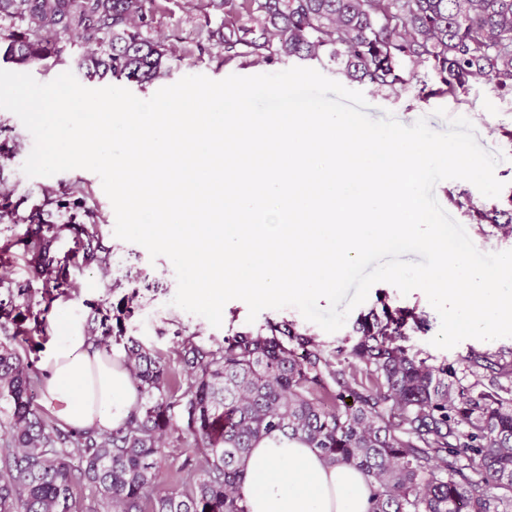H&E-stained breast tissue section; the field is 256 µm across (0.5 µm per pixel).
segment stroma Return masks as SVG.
Here are the masks:
<instances>
[{
  "label": "stroma",
  "mask_w": 512,
  "mask_h": 512,
  "mask_svg": "<svg viewBox=\"0 0 512 512\" xmlns=\"http://www.w3.org/2000/svg\"><path fill=\"white\" fill-rule=\"evenodd\" d=\"M223 20V14L212 10L210 0H161V9L148 32L149 37L165 40L179 48H190L191 54L187 57H173L167 74L155 83L142 87L131 82L127 85L128 90L137 98L146 100L160 88L172 85L187 75L202 74L213 80H221L232 74L253 76L262 71H282L283 65L279 62L263 68L238 61L225 63L222 45L214 42L199 43L197 34L201 28H217ZM365 99L372 118H381L388 111L404 125L413 124L424 116L432 129L443 131L447 128L448 118H468L474 126L479 144L485 150L501 156L495 168L496 178L504 184L501 198L512 195V139L507 136L508 131L512 130V96H499L491 90L489 84L482 83L463 104L448 97L422 101L413 89L396 98L369 93ZM439 108L446 110V117L436 116L435 111ZM1 142H16L21 146L14 156H0V184L12 189L15 197L26 199L31 205L39 204L46 192L58 189L60 183L80 182L90 191L100 221L109 234L107 243L112 248V255L108 271L103 273L94 267L77 270L76 277L81 284H94L93 293L72 295L54 301L48 315L50 322L60 321L66 313L72 312L82 315L87 325L98 326L103 310L117 304L124 294L125 286L132 285L138 290L135 300L137 308L134 317L126 324L127 334L151 350L170 353L178 341L176 331L180 328L190 333H198L205 340H220L230 332L247 327L248 306L239 299L226 303L222 325L218 328L211 326L203 317L173 305L177 280L171 261L164 256L150 258L143 246L113 237L114 209L97 174L85 169H73L50 177L26 176L22 166L33 148L34 140L19 118L4 109H0ZM462 191L469 192L476 205L481 206L488 202L487 197L465 180H445L439 182L434 189L440 205L466 229L479 251L489 253L512 250V238L483 234L479 225L473 224L467 215L450 205L449 193ZM387 306L413 309L425 319L426 330L412 333L410 343L436 361L451 362L472 349L490 354L512 350V337L492 341L466 339L449 350L434 347L431 340L440 329V317L424 292L415 290L404 295L395 286L385 282L373 285L366 301L353 309L345 325L333 333L325 332L317 324L305 320L299 310L293 307L263 310L256 321L261 324L269 319H287L314 335L327 349H340L354 343V329L361 319L381 314Z\"/></svg>",
  "instance_id": "35a3bbf8"
}]
</instances>
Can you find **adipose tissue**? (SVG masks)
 I'll use <instances>...</instances> for the list:
<instances>
[{
    "instance_id": "adipose-tissue-1",
    "label": "adipose tissue",
    "mask_w": 512,
    "mask_h": 512,
    "mask_svg": "<svg viewBox=\"0 0 512 512\" xmlns=\"http://www.w3.org/2000/svg\"><path fill=\"white\" fill-rule=\"evenodd\" d=\"M38 361L41 406L62 427L109 431L137 407L124 353L86 336L82 318L67 314ZM249 512H368L369 487L356 469L325 465L303 442L279 433L263 437L246 462Z\"/></svg>"
}]
</instances>
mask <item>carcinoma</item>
<instances>
[{
  "mask_svg": "<svg viewBox=\"0 0 512 512\" xmlns=\"http://www.w3.org/2000/svg\"><path fill=\"white\" fill-rule=\"evenodd\" d=\"M224 29V62L315 61L373 93H419L463 101L487 81L512 94V0H212ZM156 0H0V60L23 68L63 61L69 45L94 49L78 66L90 78L145 84L162 77L166 50L143 35ZM78 184L21 210L0 190V267L16 252L30 277L0 275V331L26 343L44 335L53 302L79 291L71 269L109 264L96 206ZM449 201L512 236V207L485 211ZM67 215L45 218V207ZM68 245L62 250V245ZM136 292L115 325L88 328L95 347L123 345L138 407L110 433L62 428L34 404L37 360L0 343V512H72L85 485L106 512H248L245 463L265 435L300 439L327 464L365 477L368 512H512V350L430 362L407 345L425 322L411 312L364 320L350 349L329 352L288 320H268L221 341L182 339L165 356L125 338ZM473 382L465 385L461 375ZM188 409L187 433L204 449L185 463L179 489L160 477L172 449L171 410Z\"/></svg>",
  "mask_w": 512,
  "mask_h": 512,
  "instance_id": "1",
  "label": "carcinoma"
}]
</instances>
